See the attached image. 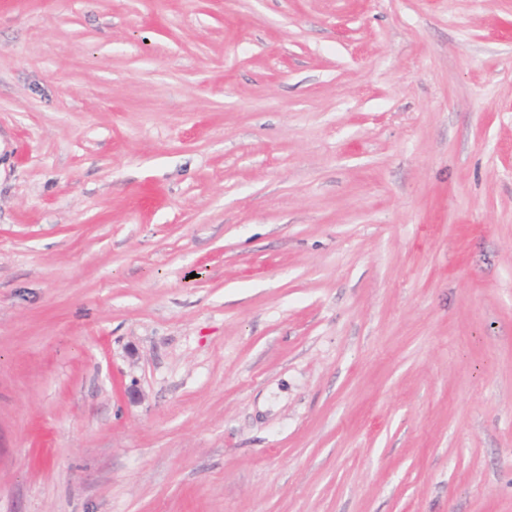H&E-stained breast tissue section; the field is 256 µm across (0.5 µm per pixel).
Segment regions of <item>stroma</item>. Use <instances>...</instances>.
I'll use <instances>...</instances> for the list:
<instances>
[{
	"mask_svg": "<svg viewBox=\"0 0 512 512\" xmlns=\"http://www.w3.org/2000/svg\"><path fill=\"white\" fill-rule=\"evenodd\" d=\"M0 512H512V0H0Z\"/></svg>",
	"mask_w": 512,
	"mask_h": 512,
	"instance_id": "stroma-1",
	"label": "stroma"
}]
</instances>
